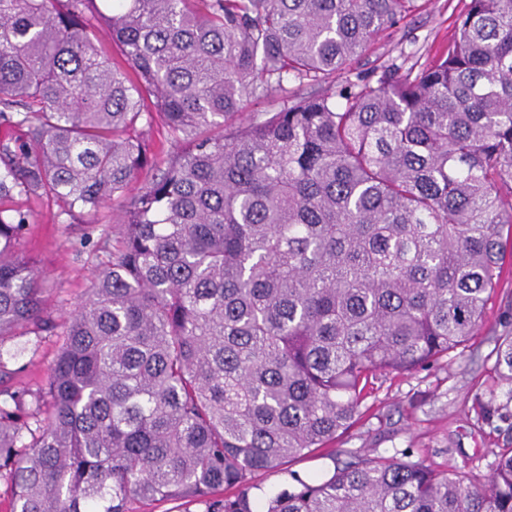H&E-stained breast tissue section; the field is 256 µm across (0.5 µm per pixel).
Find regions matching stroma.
<instances>
[{"mask_svg": "<svg viewBox=\"0 0 512 512\" xmlns=\"http://www.w3.org/2000/svg\"><path fill=\"white\" fill-rule=\"evenodd\" d=\"M463 6L464 0H416L412 12L337 72L335 85L373 84L388 69L419 70L451 38ZM11 205L31 213L18 251L34 259L45 278V316L62 322L90 295L95 271L110 260L107 246L118 236L122 212L111 202L70 221L52 201L31 203L17 196ZM511 304L512 258L481 331L464 352L411 374L378 375L361 417L337 438V448L365 457L407 450L413 460L438 469L452 468L469 478L488 475L495 451L512 446V432L478 423L477 404L493 384L496 340L512 329L503 314ZM63 342V336L30 331L15 336L8 344L10 356L0 362V396L39 391Z\"/></svg>", "mask_w": 512, "mask_h": 512, "instance_id": "1", "label": "stroma"}]
</instances>
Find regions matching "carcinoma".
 Returning <instances> with one entry per match:
<instances>
[{
    "label": "carcinoma",
    "instance_id": "1",
    "mask_svg": "<svg viewBox=\"0 0 512 512\" xmlns=\"http://www.w3.org/2000/svg\"><path fill=\"white\" fill-rule=\"evenodd\" d=\"M411 2L0 0V118L19 131L0 143V200L71 218L122 204L35 408L0 400L11 512H512V448L467 483L405 451L251 494L334 443L372 376L464 349L502 278L512 0H469L415 74L227 125L246 97L328 80ZM157 118L172 154L138 130ZM29 224L0 209V358L18 328L57 329L15 252ZM496 370L512 387L510 335ZM478 418L512 415L492 397Z\"/></svg>",
    "mask_w": 512,
    "mask_h": 512
}]
</instances>
